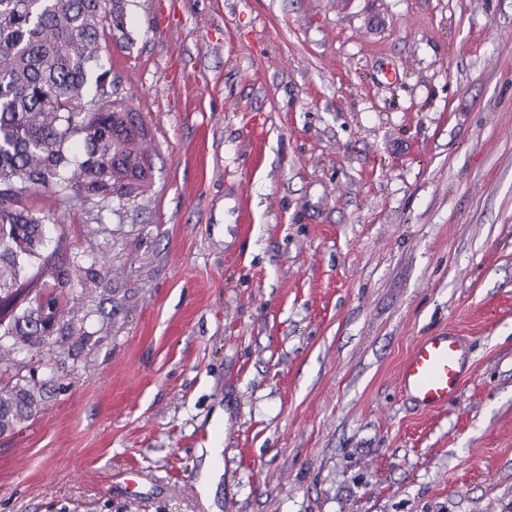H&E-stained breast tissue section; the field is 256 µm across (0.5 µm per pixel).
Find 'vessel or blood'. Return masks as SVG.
Wrapping results in <instances>:
<instances>
[{"label":"vessel or blood","mask_w":512,"mask_h":512,"mask_svg":"<svg viewBox=\"0 0 512 512\" xmlns=\"http://www.w3.org/2000/svg\"><path fill=\"white\" fill-rule=\"evenodd\" d=\"M468 367L462 336L436 333L418 341L402 361L400 389L420 408L437 410L456 397Z\"/></svg>","instance_id":"b4317fda"}]
</instances>
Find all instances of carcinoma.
I'll return each mask as SVG.
<instances>
[{
  "instance_id": "carcinoma-1",
  "label": "carcinoma",
  "mask_w": 512,
  "mask_h": 512,
  "mask_svg": "<svg viewBox=\"0 0 512 512\" xmlns=\"http://www.w3.org/2000/svg\"><path fill=\"white\" fill-rule=\"evenodd\" d=\"M123 26L121 0H0V229L18 228L26 251L0 235V295L25 280L73 286L71 267L45 244L43 220L22 205L32 191L68 202L112 198L114 181L131 172L146 179L147 130L107 90L101 52ZM95 109L79 112L89 82ZM39 309L19 310L0 325V373L14 356L49 344ZM41 404L22 377L0 386V435L12 434Z\"/></svg>"
}]
</instances>
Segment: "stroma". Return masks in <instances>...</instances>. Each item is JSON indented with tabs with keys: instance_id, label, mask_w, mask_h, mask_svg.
<instances>
[{
	"instance_id": "obj_1",
	"label": "stroma",
	"mask_w": 512,
	"mask_h": 512,
	"mask_svg": "<svg viewBox=\"0 0 512 512\" xmlns=\"http://www.w3.org/2000/svg\"><path fill=\"white\" fill-rule=\"evenodd\" d=\"M122 5L149 185L26 199L88 287L19 357L0 512H512V0ZM443 330L471 372L421 411L399 366ZM35 385L19 377L9 385L0 386V435L12 434L30 420L41 404Z\"/></svg>"
}]
</instances>
